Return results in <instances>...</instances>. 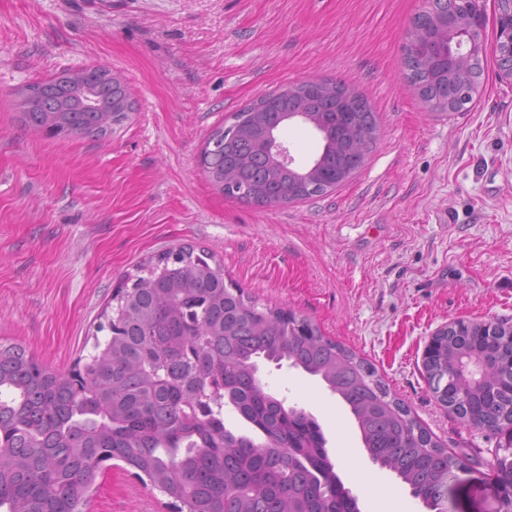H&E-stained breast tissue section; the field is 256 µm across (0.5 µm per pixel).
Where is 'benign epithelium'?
<instances>
[{
    "label": "benign epithelium",
    "instance_id": "7a95c632",
    "mask_svg": "<svg viewBox=\"0 0 512 512\" xmlns=\"http://www.w3.org/2000/svg\"><path fill=\"white\" fill-rule=\"evenodd\" d=\"M497 4L507 47L496 55V65L502 75L512 78V0H497ZM482 5L483 0H426V25L410 27L412 41L418 32L425 34L415 60L425 67L443 64L459 71L463 80L461 84L448 80V96H435L430 104L450 109L462 96L461 87L470 89L480 82L485 57L478 53L473 37L483 25Z\"/></svg>",
    "mask_w": 512,
    "mask_h": 512
}]
</instances>
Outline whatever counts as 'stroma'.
Listing matches in <instances>:
<instances>
[{
  "label": "stroma",
  "instance_id": "35a3bbf8",
  "mask_svg": "<svg viewBox=\"0 0 512 512\" xmlns=\"http://www.w3.org/2000/svg\"><path fill=\"white\" fill-rule=\"evenodd\" d=\"M425 0H0V338L66 372L106 340L101 315L149 257L192 244L259 303L302 313L376 368L392 394L462 457L448 512H500L491 465L505 438L462 423L432 396L423 356L449 322L512 325V79L486 49L480 97L425 107L402 75ZM101 65L135 110L112 135L59 138L22 125L14 92ZM353 84L376 112L364 167L323 196L269 208L225 198L200 168L209 132L290 83ZM296 165L321 139L293 123ZM285 407L312 415L360 512L351 470L429 512L374 463L346 405L320 378L259 361ZM170 499L116 463L84 512H171Z\"/></svg>",
  "mask_w": 512,
  "mask_h": 512
}]
</instances>
